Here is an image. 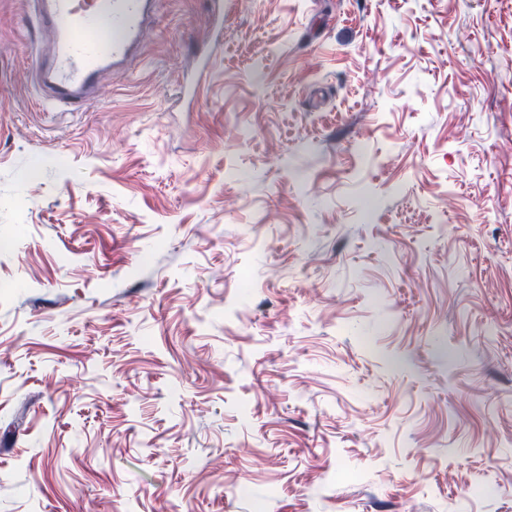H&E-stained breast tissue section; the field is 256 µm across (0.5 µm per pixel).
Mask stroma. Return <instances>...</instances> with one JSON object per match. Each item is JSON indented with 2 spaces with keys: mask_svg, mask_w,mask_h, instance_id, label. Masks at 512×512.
Returning a JSON list of instances; mask_svg holds the SVG:
<instances>
[{
  "mask_svg": "<svg viewBox=\"0 0 512 512\" xmlns=\"http://www.w3.org/2000/svg\"><path fill=\"white\" fill-rule=\"evenodd\" d=\"M209 26L63 112L0 0V512H512V0Z\"/></svg>",
  "mask_w": 512,
  "mask_h": 512,
  "instance_id": "stroma-1",
  "label": "stroma"
}]
</instances>
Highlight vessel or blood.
I'll list each match as a JSON object with an SVG mask.
<instances>
[{
  "mask_svg": "<svg viewBox=\"0 0 512 512\" xmlns=\"http://www.w3.org/2000/svg\"><path fill=\"white\" fill-rule=\"evenodd\" d=\"M42 27L54 35L49 56H38L39 82L52 101L86 111L103 72L123 67L148 23L152 0H30Z\"/></svg>",
  "mask_w": 512,
  "mask_h": 512,
  "instance_id": "obj_1",
  "label": "vessel or blood"
}]
</instances>
